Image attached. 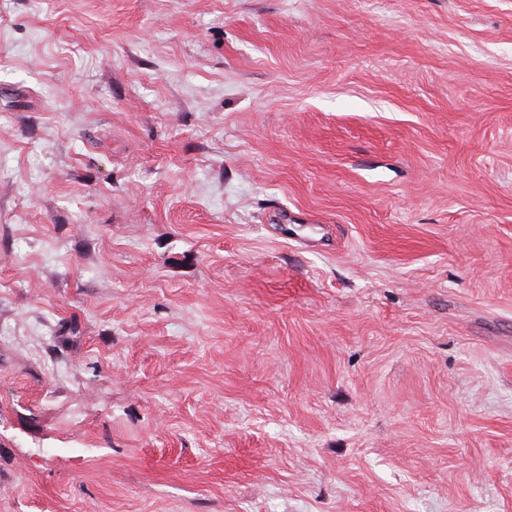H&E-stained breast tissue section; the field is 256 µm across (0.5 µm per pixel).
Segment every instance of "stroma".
Returning <instances> with one entry per match:
<instances>
[{
  "mask_svg": "<svg viewBox=\"0 0 512 512\" xmlns=\"http://www.w3.org/2000/svg\"><path fill=\"white\" fill-rule=\"evenodd\" d=\"M0 512H512V0H0Z\"/></svg>",
  "mask_w": 512,
  "mask_h": 512,
  "instance_id": "obj_1",
  "label": "stroma"
}]
</instances>
